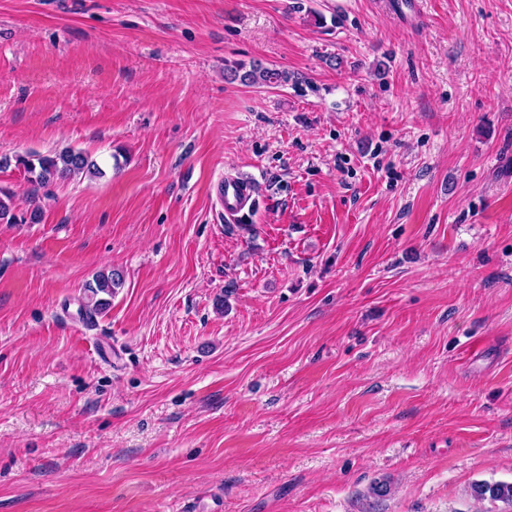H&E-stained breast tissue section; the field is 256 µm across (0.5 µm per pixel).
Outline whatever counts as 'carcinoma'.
Wrapping results in <instances>:
<instances>
[{
    "mask_svg": "<svg viewBox=\"0 0 512 512\" xmlns=\"http://www.w3.org/2000/svg\"><path fill=\"white\" fill-rule=\"evenodd\" d=\"M229 76L246 86H279L285 85L290 75L285 70L265 67L260 63L245 69L242 64L229 69ZM17 165L24 168L29 181L46 187L54 182L65 180L74 176L84 175L90 179L104 176L99 164L81 150L71 148L59 152L41 155L37 153L19 156ZM13 194L0 188V223L7 224H35L40 219L38 210L29 214H16L12 207ZM124 285V276L117 269H109L98 273L93 282L87 285L90 292V304L87 311L90 313L100 311L108 305V300L99 297V294L112 296L116 290ZM474 497L483 499H503L512 502V484L478 485L473 488Z\"/></svg>",
    "mask_w": 512,
    "mask_h": 512,
    "instance_id": "carcinoma-1",
    "label": "carcinoma"
}]
</instances>
